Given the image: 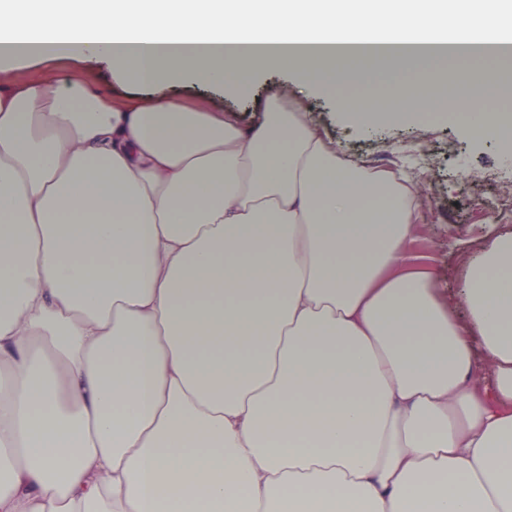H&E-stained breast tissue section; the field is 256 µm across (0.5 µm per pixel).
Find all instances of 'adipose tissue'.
Masks as SVG:
<instances>
[{
    "mask_svg": "<svg viewBox=\"0 0 512 512\" xmlns=\"http://www.w3.org/2000/svg\"><path fill=\"white\" fill-rule=\"evenodd\" d=\"M511 42L512 0H0V63L152 90L0 87V512H512V229L441 288L404 168L294 99L245 127L165 92L280 64L358 117L360 62L512 148L479 109ZM67 73L80 74L97 91L118 102L137 101L150 94V89L113 72L112 66L106 61L77 56L35 59L0 67V85L9 86L39 79L47 81Z\"/></svg>",
    "mask_w": 512,
    "mask_h": 512,
    "instance_id": "1",
    "label": "adipose tissue"
}]
</instances>
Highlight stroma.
Here are the masks:
<instances>
[{
    "label": "stroma",
    "mask_w": 512,
    "mask_h": 512,
    "mask_svg": "<svg viewBox=\"0 0 512 512\" xmlns=\"http://www.w3.org/2000/svg\"><path fill=\"white\" fill-rule=\"evenodd\" d=\"M77 73L97 91L118 102L146 98L148 88L113 72L109 63L85 57L35 59L0 67V85ZM295 73L272 66L252 79V93L241 100L201 84L173 85L172 95L197 102L209 110L236 111L243 126L260 123L267 106L292 84ZM304 108L325 133L352 156L371 158L375 165L408 164L425 192L429 220L418 245L429 252L446 274L444 288L461 285V247L476 248L500 227L512 226V156L494 140L474 135L457 118L405 117L376 125L374 130L350 120L335 108L329 96L310 90ZM431 151L422 162L421 147Z\"/></svg>",
    "instance_id": "obj_1"
}]
</instances>
